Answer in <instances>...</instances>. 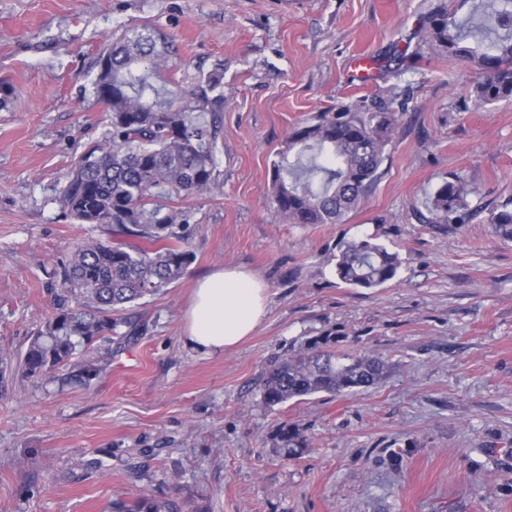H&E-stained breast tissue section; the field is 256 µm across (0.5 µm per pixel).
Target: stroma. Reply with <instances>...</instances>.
Masks as SVG:
<instances>
[{"label": "stroma", "mask_w": 512, "mask_h": 512, "mask_svg": "<svg viewBox=\"0 0 512 512\" xmlns=\"http://www.w3.org/2000/svg\"><path fill=\"white\" fill-rule=\"evenodd\" d=\"M439 0H0V512H109L149 495L178 512H512V240L489 209L512 198V103L474 109L462 59L399 63ZM161 27L179 73L224 66L215 185L183 200L194 260L128 315L96 385L22 378L53 312L50 275L103 226L60 190L107 113L93 93L107 37ZM397 110L380 178L341 224H290L271 164L306 118L359 100ZM461 176L478 213L433 224L427 201ZM377 236L396 278L335 274L340 241ZM243 266L268 287L264 322L203 356L181 340L194 281ZM388 360L382 385L271 409L262 378L307 338ZM284 421L298 458L269 440ZM275 448H278L287 460L294 459L308 448V439L302 430L293 423L282 422L270 436Z\"/></svg>", "instance_id": "stroma-1"}]
</instances>
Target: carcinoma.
I'll return each instance as SVG.
<instances>
[{"label":"carcinoma","instance_id":"carcinoma-1","mask_svg":"<svg viewBox=\"0 0 512 512\" xmlns=\"http://www.w3.org/2000/svg\"><path fill=\"white\" fill-rule=\"evenodd\" d=\"M455 13L444 0L432 9L414 33L415 52L403 60L415 64L427 49L466 57L481 73L470 92L475 108L511 101L512 0H492L469 28ZM179 66L173 41L147 25L112 34L97 56L93 92L106 107L109 128L80 156L61 195L76 223L103 225L108 237L79 242L56 271L55 312L21 354L28 378L91 386L103 371L99 346L122 335L126 307L166 290L192 263L187 216L174 201L214 182L224 69L202 72L185 86L174 77ZM396 123V112L360 101L295 126L272 164L277 213L290 224L343 223L377 183ZM468 196L460 177L444 181L429 206L434 222L469 223L476 210ZM488 223L512 239V198L491 209ZM400 266L399 255L374 235L343 242L335 264L342 283L364 289L392 281ZM339 343L331 333L313 336L277 360L263 378L264 404L356 393L385 380L383 357L346 353ZM270 439L288 460L309 447L293 423H280ZM112 512L176 510L142 495L112 504Z\"/></svg>","mask_w":512,"mask_h":512}]
</instances>
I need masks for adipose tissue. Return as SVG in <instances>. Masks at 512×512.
I'll use <instances>...</instances> for the list:
<instances>
[{
  "label": "adipose tissue",
  "mask_w": 512,
  "mask_h": 512,
  "mask_svg": "<svg viewBox=\"0 0 512 512\" xmlns=\"http://www.w3.org/2000/svg\"><path fill=\"white\" fill-rule=\"evenodd\" d=\"M265 282L240 267L216 269L198 280L184 316V345L211 356L236 347L267 314Z\"/></svg>",
  "instance_id": "adipose-tissue-1"
}]
</instances>
